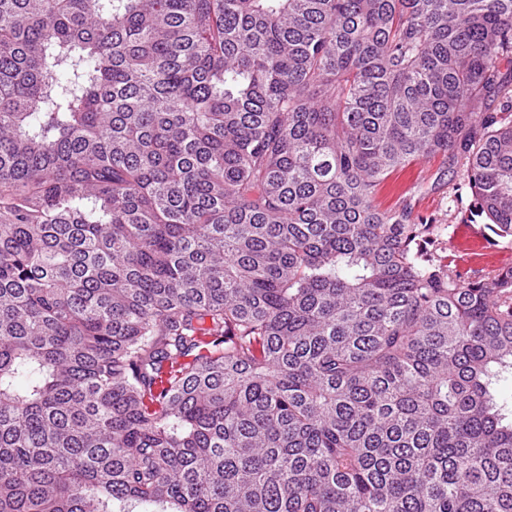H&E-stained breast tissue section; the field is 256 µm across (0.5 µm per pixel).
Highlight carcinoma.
<instances>
[{"label": "carcinoma", "instance_id": "cac0c4a2", "mask_svg": "<svg viewBox=\"0 0 512 512\" xmlns=\"http://www.w3.org/2000/svg\"><path fill=\"white\" fill-rule=\"evenodd\" d=\"M512 0H0V512H512ZM441 156L425 159L413 168L397 172L388 180L378 196V203L382 208L393 206L399 196L406 192L414 182H422L429 186L442 166ZM452 184L433 191L423 189L415 194L416 210L433 219L441 228L438 253L453 271L463 278L512 266V238H500L487 227L485 216H471L467 210L471 202L468 188L463 190V204L454 206ZM473 248L484 253V261H473Z\"/></svg>", "mask_w": 512, "mask_h": 512}]
</instances>
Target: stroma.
Instances as JSON below:
<instances>
[{
  "label": "stroma",
  "instance_id": "1",
  "mask_svg": "<svg viewBox=\"0 0 512 512\" xmlns=\"http://www.w3.org/2000/svg\"><path fill=\"white\" fill-rule=\"evenodd\" d=\"M442 162L439 156L429 158L393 174L378 196L380 206H393L413 183H424L425 191L415 195L416 209L439 224V253L453 271L471 278L512 266L511 237L496 236L489 230L485 217L470 215L466 205H453L451 187L431 189Z\"/></svg>",
  "mask_w": 512,
  "mask_h": 512
}]
</instances>
